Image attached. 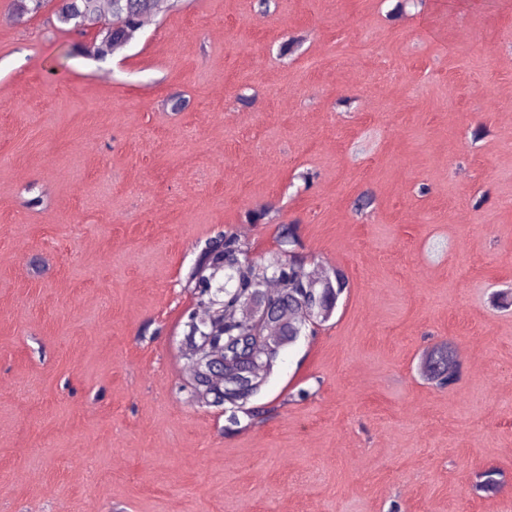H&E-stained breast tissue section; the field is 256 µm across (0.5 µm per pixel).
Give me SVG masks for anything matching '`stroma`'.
I'll use <instances>...</instances> for the list:
<instances>
[{
	"label": "stroma",
	"instance_id": "stroma-1",
	"mask_svg": "<svg viewBox=\"0 0 512 512\" xmlns=\"http://www.w3.org/2000/svg\"><path fill=\"white\" fill-rule=\"evenodd\" d=\"M395 2L179 0L95 63L0 0V512H512V0ZM258 202L256 253L297 224L350 287L228 435L179 390L183 277ZM278 211L270 204H256L248 208L243 216L242 223L246 224H275ZM453 358H455L454 351L447 341L435 343L428 356L423 358V372L426 379L440 388H442V384H446V388L450 389L451 385H455L458 379H448V377H460V364L458 362L448 369V360H453ZM446 372H448L447 378L441 380Z\"/></svg>",
	"mask_w": 512,
	"mask_h": 512
}]
</instances>
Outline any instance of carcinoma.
<instances>
[{"label": "carcinoma", "mask_w": 512, "mask_h": 512, "mask_svg": "<svg viewBox=\"0 0 512 512\" xmlns=\"http://www.w3.org/2000/svg\"><path fill=\"white\" fill-rule=\"evenodd\" d=\"M89 8L90 0H58L55 17L66 25L72 15ZM152 10L150 0H133L124 24L98 29L91 44L74 46L73 54L106 61L129 45V38H137L144 14ZM277 216L272 205L257 204L244 212L242 222L273 224ZM198 261L206 262L205 275L214 272L216 276L192 289L196 307L205 310L206 316L192 310L184 322L185 336L195 337L196 344L188 345L183 354L188 380L180 390L192 403L224 410V432L231 433L242 419L251 424L265 413L249 403L263 392L282 351L302 336L315 335L313 325L303 322L302 312L323 306L325 291L316 279L327 268L319 263L309 267L305 257L294 252L255 257L251 243L232 230L205 242ZM272 326L277 329L275 336L268 334ZM452 356L448 342L434 344L423 358L426 379L438 386L457 383L445 377Z\"/></svg>", "instance_id": "1"}]
</instances>
